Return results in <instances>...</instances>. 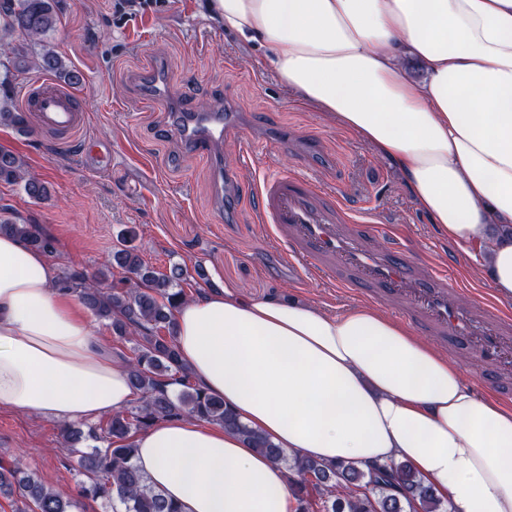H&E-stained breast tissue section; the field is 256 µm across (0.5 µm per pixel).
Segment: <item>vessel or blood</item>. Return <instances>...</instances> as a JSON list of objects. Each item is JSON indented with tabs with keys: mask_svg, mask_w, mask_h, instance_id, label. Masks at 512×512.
Segmentation results:
<instances>
[{
	"mask_svg": "<svg viewBox=\"0 0 512 512\" xmlns=\"http://www.w3.org/2000/svg\"><path fill=\"white\" fill-rule=\"evenodd\" d=\"M137 79L147 102L168 97L170 89L158 63L139 70ZM22 109L39 128L68 136L86 123L76 95L49 79L27 90ZM170 117L185 145L214 166L224 192L219 209L233 210L239 174L223 165L217 148L225 134L242 126L243 112L229 105L203 109L182 98ZM242 161L259 172L252 182L257 198L253 220L267 225L289 263L338 287L391 301L416 326L447 338L449 348L474 352L499 369L512 367V316L503 314L488 322L463 308L458 302L461 286L440 272L423 271L399 237H392L386 247H375L374 226L358 220L342 195L321 188L311 176L271 170L270 158L255 157L248 143Z\"/></svg>",
	"mask_w": 512,
	"mask_h": 512,
	"instance_id": "vessel-or-blood-1",
	"label": "vessel or blood"
}]
</instances>
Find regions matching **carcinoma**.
<instances>
[{"label": "carcinoma", "mask_w": 512, "mask_h": 512, "mask_svg": "<svg viewBox=\"0 0 512 512\" xmlns=\"http://www.w3.org/2000/svg\"><path fill=\"white\" fill-rule=\"evenodd\" d=\"M60 12L61 0H0V126L26 131L14 87L28 72H53L73 85L82 82L80 73L66 65L48 41ZM0 181L24 182L26 194L34 200L48 196L46 184L28 175L25 159L1 147ZM2 233L22 237L46 253L54 251V239L36 224L0 220ZM134 236V230L126 231L112 250L109 265L122 269L126 278L111 287H102L108 280L103 270L94 280L74 267L60 277L62 288L76 293L87 309L109 321L115 338L133 344L124 361L139 395L135 405L113 414L104 425L86 432L72 423L62 426L63 444L77 457L78 472L87 478L80 487L82 494L117 500L124 512H179L135 466L134 439L160 420L191 414L237 431L256 451L282 464L294 488L297 512H448V504L406 461L364 469L352 461L331 463L289 454L206 393L180 362L172 331L174 312L190 298L183 288L188 270L179 264L166 271L146 265L131 245ZM88 440L96 445L80 449ZM2 493L16 496L14 512H71L73 507L72 500L19 466L0 467Z\"/></svg>", "instance_id": "carcinoma-1"}]
</instances>
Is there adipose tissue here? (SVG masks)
I'll return each instance as SVG.
<instances>
[{"mask_svg": "<svg viewBox=\"0 0 512 512\" xmlns=\"http://www.w3.org/2000/svg\"><path fill=\"white\" fill-rule=\"evenodd\" d=\"M213 7L283 84L392 162L449 240L512 224V0ZM490 282L512 300V239L493 241ZM173 334L206 392L277 447L363 467L405 460L448 512H512V405L477 395L406 324L212 288L179 306ZM135 399L49 255L0 234V407L78 423ZM135 444L137 468L179 512H295L285 468L235 431L184 415Z\"/></svg>", "mask_w": 512, "mask_h": 512, "instance_id": "obj_1", "label": "adipose tissue"}]
</instances>
